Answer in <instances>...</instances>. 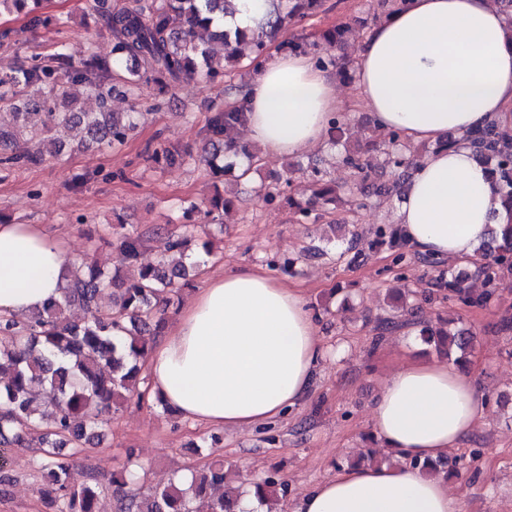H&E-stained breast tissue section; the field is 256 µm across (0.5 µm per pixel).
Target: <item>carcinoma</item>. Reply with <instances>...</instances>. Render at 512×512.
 Here are the masks:
<instances>
[{
  "mask_svg": "<svg viewBox=\"0 0 512 512\" xmlns=\"http://www.w3.org/2000/svg\"><path fill=\"white\" fill-rule=\"evenodd\" d=\"M42 0H0V15L24 17L32 30L45 27ZM274 9L261 31L224 28L231 0H93L112 37V58L102 61L90 55L80 62L58 49L31 57L28 67L0 71V105L13 110L10 126L0 124V166L23 169L58 155L66 142L60 135L78 131L82 144L117 147L137 126L135 111L118 116L111 112L115 95H134L153 83L163 92L187 77L199 75L209 82L221 81L248 55L261 58L268 43L288 32L293 21L320 13L324 0H272ZM349 26L340 24L322 33L332 49L340 46ZM246 92L240 89L234 102L214 112L204 129V144L196 162L215 175L231 172L224 164V150L236 147L237 130L248 124ZM43 136L49 151L35 155L13 151L26 136ZM476 157L487 165L500 185V205L509 223L491 229L479 248L483 262L469 271H456L431 258L436 268L434 285L468 307H482L492 297L489 286L512 275V129L491 123L464 135ZM401 136L389 132L388 142L350 145L341 121L333 119L329 141L340 147L338 159L361 175L370 166L365 155L383 156L399 180H408L414 160L400 149ZM356 197L354 188L315 181L306 205L291 203L271 187L257 191L264 202L282 198L302 221L312 212L336 202L341 195ZM207 208L229 216L233 200L216 194L190 210ZM376 242L400 246L395 230L384 225L374 232ZM196 245L206 254L212 241H199L193 230L167 237V255L155 264L139 262L142 238L124 234L117 240L112 265L100 264L91 254L71 264L70 278L58 299L51 300L26 318L0 316V447L26 442L39 434L42 483L38 493L49 512H99L96 484L77 482L71 465L58 459L66 445L84 447L106 423L105 416L118 412L132 398L144 399L142 375L153 341L166 324L167 305L190 283L187 251ZM112 297L103 310L97 300ZM83 311L73 317L72 308ZM456 319L440 317L421 328V339L437 354L465 360L473 337L454 328ZM435 474L457 471V459L445 456L429 467ZM231 469L214 461L193 472L187 487L173 477L143 497L134 488L131 472L112 476L115 493L121 496L122 512H234L239 490L229 486ZM257 492L273 512L286 491V481L268 476L254 482Z\"/></svg>",
  "mask_w": 512,
  "mask_h": 512,
  "instance_id": "1",
  "label": "carcinoma"
}]
</instances>
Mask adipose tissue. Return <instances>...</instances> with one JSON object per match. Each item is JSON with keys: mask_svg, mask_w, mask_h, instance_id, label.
Wrapping results in <instances>:
<instances>
[{"mask_svg": "<svg viewBox=\"0 0 512 512\" xmlns=\"http://www.w3.org/2000/svg\"><path fill=\"white\" fill-rule=\"evenodd\" d=\"M357 106L409 141L456 143L414 166L396 227L419 253L468 264L486 240L499 190L464 136L512 127V26L490 0H406L364 37ZM248 130L265 155L320 144L342 109L335 78L308 54H277L248 89ZM66 241L39 224H0V314L60 297ZM325 350L301 289L242 268L207 280L156 342L149 396L211 427L275 420L308 395ZM477 361L410 359L385 380L371 427L392 460L346 465L307 489L293 512H465L446 479L414 467L435 460L484 417Z\"/></svg>", "mask_w": 512, "mask_h": 512, "instance_id": "adipose-tissue-1", "label": "adipose tissue"}]
</instances>
